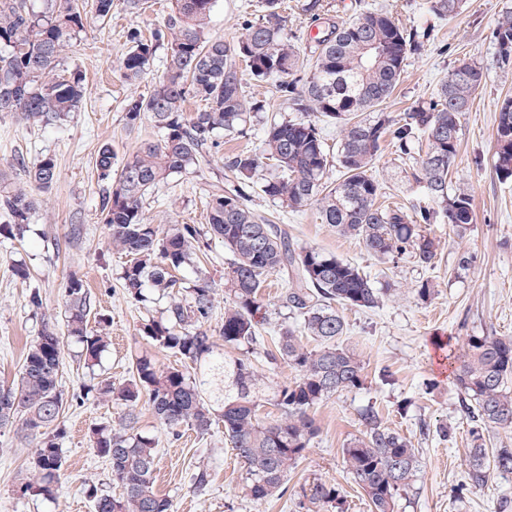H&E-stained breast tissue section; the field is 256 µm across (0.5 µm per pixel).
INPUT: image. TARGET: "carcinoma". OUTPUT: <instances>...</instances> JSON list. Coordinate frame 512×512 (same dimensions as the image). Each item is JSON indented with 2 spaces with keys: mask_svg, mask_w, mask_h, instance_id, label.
<instances>
[{
  "mask_svg": "<svg viewBox=\"0 0 512 512\" xmlns=\"http://www.w3.org/2000/svg\"><path fill=\"white\" fill-rule=\"evenodd\" d=\"M52 10L40 15L27 0H0V115L17 117L30 125H50L79 111L85 99L80 70L58 72L62 52L72 46L84 28L86 14L76 0H53ZM216 0H174L163 27L144 35L127 33L120 77L141 79L157 50L167 49L165 70L150 94L125 105V119L133 128L151 117L156 137L141 143L115 165L112 145L100 147L95 167L108 187L102 198L101 223L108 240L127 261L122 280L127 295L146 302L150 295L169 298L159 315L147 320L142 333L154 347L168 351L182 365L165 366L155 357L137 355L132 376L119 386L101 377L88 392L102 402L128 408L125 421L114 428L91 429L93 447L121 487L117 496L104 494L95 484L85 486L95 512H173L172 501L154 490L158 440L135 430L133 410L146 400L156 420L179 435L185 427L198 435L209 433L215 417L224 421V439L248 469L247 490L257 501L287 493L288 473L319 433L312 411L323 400L358 389L364 383L359 356L339 340L346 332L336 307L371 309L381 292L356 265L317 249L298 251L287 233L257 215L245 195L236 190L215 194L208 203L207 224H171L148 221L146 201L170 175L189 171L218 133L242 131L248 109L239 63L258 81H275L280 97L299 117L273 121L259 150L229 155L224 166L240 180L271 162L274 172L262 192L285 207L310 202L319 206L321 223L336 233L362 242L381 260L405 255L425 266L435 264V239L422 229L441 216L458 233L474 221V202L465 189L449 191L448 176L459 157L462 119L486 86L490 68L462 60L441 82L433 96L396 119L383 111L405 72L411 54L431 41L433 28L399 24L388 11L359 12L340 20L312 38L310 58L292 41L279 13L280 0H262L265 19L248 21L229 39L207 35L208 19ZM467 0H426L427 11L440 21L460 15ZM493 63L512 68V6H505L492 32ZM194 97L204 108L187 112ZM339 127L336 158H330L317 121ZM426 141V151L412 155L414 145ZM395 147L411 176L432 200V207H390L379 202L381 187L371 169L384 143ZM340 169L334 183L327 181L331 166ZM494 169L512 178V98L499 107ZM58 179L55 158L45 155L24 180L0 184V212L23 232L34 206L30 189H48ZM224 242L230 262L224 273V319L217 329L207 326L215 310V288L206 277L187 287L177 273L200 262L195 243L207 235ZM291 276L281 289L282 307L292 322L278 328L266 350L271 360L282 359L298 378L275 388L268 385L254 361L263 344L260 327L261 288L268 276ZM67 335L45 322L26 351L20 381L0 385V429L20 425L34 441L25 491L56 499L63 476L64 437L60 418L64 396L59 374L65 346L79 348L89 370L99 365L111 344L109 337L88 328L95 305L83 280L71 276L66 285ZM316 342L309 348L303 339ZM244 350L238 357L224 348ZM453 376L472 426L471 448L464 486L477 488L491 474L512 475V448H488L486 434L512 427V336L490 333L466 338L464 353L454 359ZM279 415L260 417L263 400ZM362 436L342 449L352 481L369 499L372 512H398L401 493L409 488L419 467L412 441L386 425L377 411L361 413ZM197 495L211 484L208 467L199 465L190 478ZM300 508L323 512L340 503L339 490L314 480L300 490Z\"/></svg>",
  "mask_w": 512,
  "mask_h": 512,
  "instance_id": "1",
  "label": "carcinoma"
}]
</instances>
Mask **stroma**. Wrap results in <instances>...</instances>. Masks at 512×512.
<instances>
[{"label":"stroma","mask_w":512,"mask_h":512,"mask_svg":"<svg viewBox=\"0 0 512 512\" xmlns=\"http://www.w3.org/2000/svg\"><path fill=\"white\" fill-rule=\"evenodd\" d=\"M423 3L321 0L325 19L378 8L392 12L407 25H435L434 41L409 57L403 81L384 106L396 117L430 98L460 60L491 62L492 32L505 0H468L466 10L453 22L437 24ZM172 5V0H150L146 12L136 14L125 0H115L109 21L88 16L73 47L60 57L62 69L77 67L85 75L82 111L47 126H29L0 116V169L18 178L23 166L49 154L59 170L51 188L34 191L35 206L24 235L8 234V220L0 216V385L18 380L23 354L37 339L43 318L64 325L65 285L70 276L84 280L112 338L92 371L84 367L74 348L64 351L59 385L66 400L62 418L65 464L57 499L24 492L33 443L17 428L0 429V512H94L84 493L86 484H96L111 495L120 492L106 462L92 446L91 430L108 421L121 423L126 408L85 395L84 388L97 373L117 384L129 379L132 356L148 347L140 328L150 311L128 298L121 279L126 258L112 248L99 222L106 184L97 176L95 157L106 143L121 157L154 138L150 118L128 128L123 107L127 99L150 92L164 68L166 52L158 50L148 74L136 82L121 79L119 64L128 30L162 27ZM262 15L260 0H217L208 32L228 38L239 31L244 19ZM243 86L247 100L264 101L263 111L252 113L245 134H218V148L206 152L196 167L161 183L147 201L150 221L162 226H205L211 196L243 188L249 206L285 230L296 249H319L359 266L382 289L383 299L371 310L341 311L347 325L341 343L359 355L364 383L316 407L314 418L320 431L289 473L287 495L264 502L249 496L247 469L225 442L223 423L214 424L205 436L186 429L174 435L142 403L136 409L137 428L159 440L156 492L170 498L174 512H301L295 492L317 479L339 488L343 512H370L364 491L347 474L342 450L350 439L361 435L359 414L371 406L418 450L419 470L400 499L398 512H512V478L494 475L483 487L460 489L468 465L471 423L446 360L448 354H461L463 339L470 334L484 331L512 336V179H499L492 161L496 104L512 96V70L493 71L486 89L464 117L460 157L449 185L470 189L476 220L462 234L445 224L427 225V233L438 244L431 267L410 257L395 263L377 260L358 239L340 236L323 224L316 205L294 211L273 203L260 190L269 166L259 167L246 186H239L224 166L225 156L257 150L267 118L294 117L286 102L251 75H244ZM372 173L380 184L382 202L416 203V186L401 173L392 146H384ZM200 246L206 255L204 264L197 270L186 269L183 276L189 282L200 274L211 280L216 298L212 322L217 325L224 316V270L229 255L223 241L214 236L203 238ZM465 251L475 255L476 261L460 273L456 263ZM21 267L26 268L27 277L18 276ZM425 281L431 283L433 294L422 301L416 290ZM35 290L42 299L38 308L29 302ZM200 462L208 464L212 473L210 489L203 496L190 487V474Z\"/></svg>","instance_id":"1"}]
</instances>
